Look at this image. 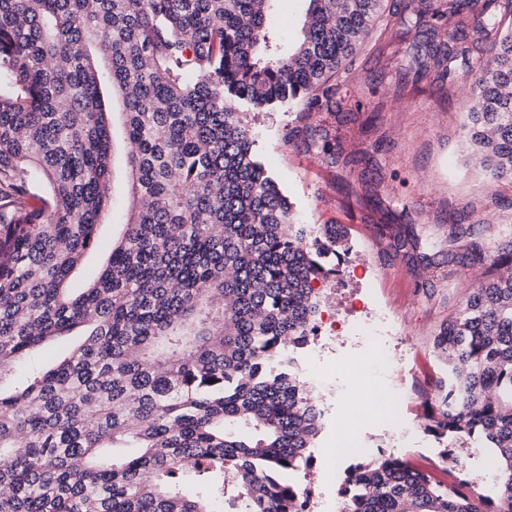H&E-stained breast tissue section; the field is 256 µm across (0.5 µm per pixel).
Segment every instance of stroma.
<instances>
[{
    "mask_svg": "<svg viewBox=\"0 0 512 512\" xmlns=\"http://www.w3.org/2000/svg\"><path fill=\"white\" fill-rule=\"evenodd\" d=\"M415 32L371 39L336 77V101L317 112L302 105L247 111L256 148L301 223L333 224L343 233L334 263L336 275L320 286L318 323L328 337L323 367L343 383L330 401L312 449V465L297 473L299 488L311 492L312 512H336L347 469L356 455L331 448L344 432L353 407L380 391L388 404H402L403 421L393 413L367 414L352 435L386 445L399 425L416 428L420 439L395 448L398 456L439 458L444 445L426 430L422 396L431 391L439 367L432 341L441 323L477 282L498 277L490 266L470 267L448 259V224L479 225L490 251L512 245L499 235L512 225V183L487 181L473 164L462 139L472 101L466 79L440 85L417 78L411 66ZM315 130L318 144L305 148L290 132ZM329 144L338 163L325 160ZM409 209L432 246L434 260L415 268L377 230L390 213ZM392 319L399 340L395 354L411 373L403 382L374 384L365 365L371 355L352 328L374 309Z\"/></svg>",
    "mask_w": 512,
    "mask_h": 512,
    "instance_id": "35a3bbf8",
    "label": "stroma"
}]
</instances>
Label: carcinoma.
Masks as SVG:
<instances>
[{
    "label": "carcinoma",
    "mask_w": 512,
    "mask_h": 512,
    "mask_svg": "<svg viewBox=\"0 0 512 512\" xmlns=\"http://www.w3.org/2000/svg\"><path fill=\"white\" fill-rule=\"evenodd\" d=\"M272 2L0 0V512L307 507L291 475L310 466L322 413L287 347L314 336L337 228L313 238L297 222L227 102L329 105L382 0H305L288 47ZM448 2L405 0L384 31L423 34L420 77L451 84L465 67L470 154L512 182V0ZM108 213L123 231L75 293ZM395 222L394 249L429 264L408 212ZM448 258L512 269L511 248L491 255L460 224ZM76 330L63 358L28 369ZM433 348L444 368L427 428L482 445L493 486L446 450L431 466L361 458L341 491L348 512H512V275L472 289Z\"/></svg>",
    "instance_id": "1"
}]
</instances>
